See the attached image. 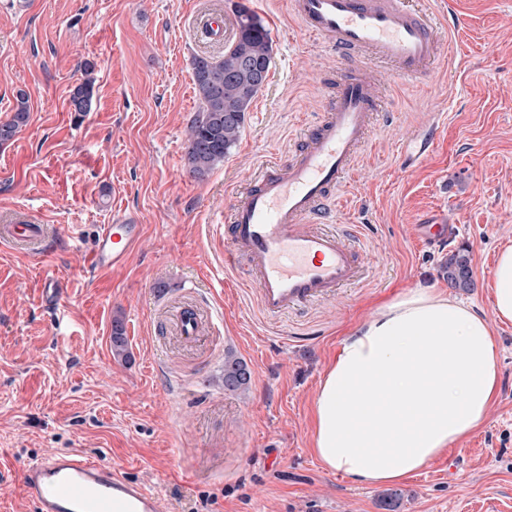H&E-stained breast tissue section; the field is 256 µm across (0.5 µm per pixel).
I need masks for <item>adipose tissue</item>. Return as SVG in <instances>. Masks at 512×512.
I'll list each match as a JSON object with an SVG mask.
<instances>
[{
	"label": "adipose tissue",
	"mask_w": 512,
	"mask_h": 512,
	"mask_svg": "<svg viewBox=\"0 0 512 512\" xmlns=\"http://www.w3.org/2000/svg\"><path fill=\"white\" fill-rule=\"evenodd\" d=\"M491 316L418 286L343 337L313 403V451L362 485L398 483L479 428L499 392L493 326L512 322V247L497 257Z\"/></svg>",
	"instance_id": "1"
}]
</instances>
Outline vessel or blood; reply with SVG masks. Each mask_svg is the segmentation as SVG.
<instances>
[{
	"label": "vessel or blood",
	"instance_id": "1",
	"mask_svg": "<svg viewBox=\"0 0 512 512\" xmlns=\"http://www.w3.org/2000/svg\"><path fill=\"white\" fill-rule=\"evenodd\" d=\"M294 19L340 61L361 58L358 70L336 79V94L304 145L289 163H261L230 205L227 221L212 231L225 241L224 267L246 268L256 284L261 313L281 317L299 306L327 301L337 288L361 283L370 270L353 225L333 226V207L348 193L355 162L377 113L386 111L377 63L397 79L424 73L443 53L434 20L410 0H289ZM197 28L210 40H231L233 16L201 12ZM56 230L24 213L0 226V243L40 255ZM143 227L113 219L97 233L90 267L123 266L140 243ZM171 320L184 344L197 342L201 327L218 310L185 298L172 305ZM24 496L35 512H170L165 501L116 468L73 450H57L20 470Z\"/></svg>",
	"mask_w": 512,
	"mask_h": 512
}]
</instances>
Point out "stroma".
I'll list each match as a JSON object with an SVG mask.
<instances>
[{
	"label": "stroma",
	"mask_w": 512,
	"mask_h": 512,
	"mask_svg": "<svg viewBox=\"0 0 512 512\" xmlns=\"http://www.w3.org/2000/svg\"><path fill=\"white\" fill-rule=\"evenodd\" d=\"M206 0H0V121L18 92L30 117L0 145V225L32 212L58 247L0 246V512H34L24 464L78 449L163 496L173 512H512V324L496 326L499 396L484 423L420 474L365 486L312 450L311 407L348 327L402 289L448 283V255L469 253L474 286L458 299L487 314L497 253L512 246V0H457L459 24L430 76L388 82L391 123L376 121L342 220L360 225L365 282L277 320L224 269L211 226L265 157L290 162L300 126L334 89L335 58L288 15L287 0H243L272 40L265 85L224 162L196 177L185 160L197 110L192 22ZM95 65L90 112L71 90ZM441 116L424 162L400 167L410 136ZM127 216L144 236L125 265L94 271L99 225ZM449 225L437 245L419 224ZM57 278L61 310L41 300ZM191 290L223 310L191 347L161 323L159 294ZM122 319L128 359L112 354ZM251 371L223 386L224 353Z\"/></svg>",
	"instance_id": "1"
}]
</instances>
